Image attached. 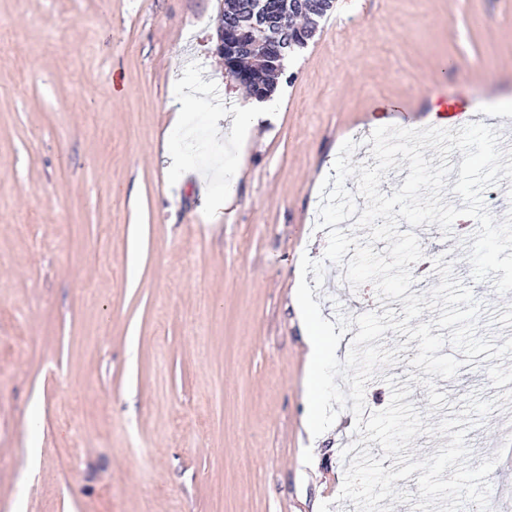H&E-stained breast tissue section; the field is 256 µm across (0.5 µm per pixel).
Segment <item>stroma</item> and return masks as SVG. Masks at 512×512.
<instances>
[{"mask_svg":"<svg viewBox=\"0 0 512 512\" xmlns=\"http://www.w3.org/2000/svg\"><path fill=\"white\" fill-rule=\"evenodd\" d=\"M220 0H0V512H355L339 500L356 439L342 410L312 440L306 346L293 308L302 255L321 259L322 181L342 143L418 128L432 98L512 99V0H334L244 144L209 139L246 105L215 52ZM209 82L168 142L182 68ZM194 165L223 154L234 202L210 220ZM244 162L243 177L232 169ZM489 307L460 234L415 228ZM416 347L372 379L384 409ZM475 357L437 379L451 405L488 400ZM395 376L387 384L386 376ZM221 410L211 407L215 387ZM512 410L466 436L493 456Z\"/></svg>","mask_w":512,"mask_h":512,"instance_id":"35a3bbf8","label":"stroma"}]
</instances>
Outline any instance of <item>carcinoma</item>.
Here are the masks:
<instances>
[{
	"label": "carcinoma",
	"instance_id": "obj_1",
	"mask_svg": "<svg viewBox=\"0 0 512 512\" xmlns=\"http://www.w3.org/2000/svg\"><path fill=\"white\" fill-rule=\"evenodd\" d=\"M278 17H286L292 22L301 18L304 24H294L288 29L286 38L278 32L271 33L270 38L259 45L251 56L236 55L227 59L228 70L248 87L252 95L272 93L276 89L275 80L279 72L260 63V58L276 55L284 41L288 42V51L291 53L305 47L316 32V14L302 8L295 0H224V23L227 25L240 23L242 28L247 29L252 23Z\"/></svg>",
	"mask_w": 512,
	"mask_h": 512
}]
</instances>
